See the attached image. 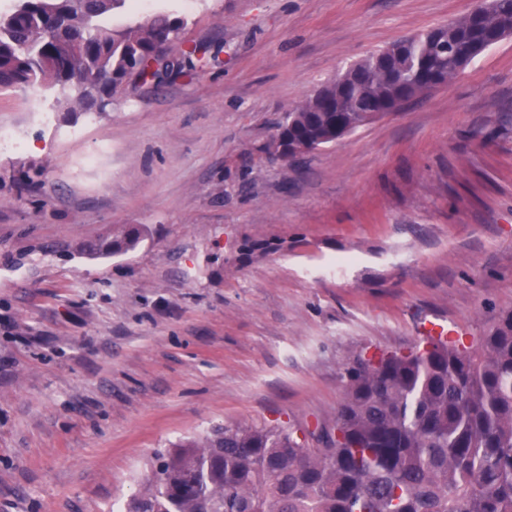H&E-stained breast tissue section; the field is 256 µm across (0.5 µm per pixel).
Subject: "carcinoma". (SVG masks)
<instances>
[{
  "label": "carcinoma",
  "instance_id": "1",
  "mask_svg": "<svg viewBox=\"0 0 512 512\" xmlns=\"http://www.w3.org/2000/svg\"><path fill=\"white\" fill-rule=\"evenodd\" d=\"M127 0H15L0 14V91L60 87L65 112L103 113L134 76L160 84L203 62L173 56L185 21L158 13L135 26L104 19ZM512 29V0L397 42L386 67L377 54L349 66L285 113L280 127L306 151L354 132L399 100L427 94ZM137 226L87 247L109 256L134 249ZM320 448L291 425L226 423L204 439L156 455L157 465L125 512H512V313L477 343L440 338L408 353L359 358L345 370L344 398Z\"/></svg>",
  "mask_w": 512,
  "mask_h": 512
}]
</instances>
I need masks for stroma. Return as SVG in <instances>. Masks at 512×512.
I'll return each mask as SVG.
<instances>
[{"mask_svg": "<svg viewBox=\"0 0 512 512\" xmlns=\"http://www.w3.org/2000/svg\"><path fill=\"white\" fill-rule=\"evenodd\" d=\"M474 0H137L206 65L102 114L0 92V512H113L213 425L330 429L355 359L512 312V37L295 162L261 146L345 67ZM50 107L49 122L32 113ZM140 226L133 251L84 246Z\"/></svg>", "mask_w": 512, "mask_h": 512, "instance_id": "obj_1", "label": "stroma"}]
</instances>
